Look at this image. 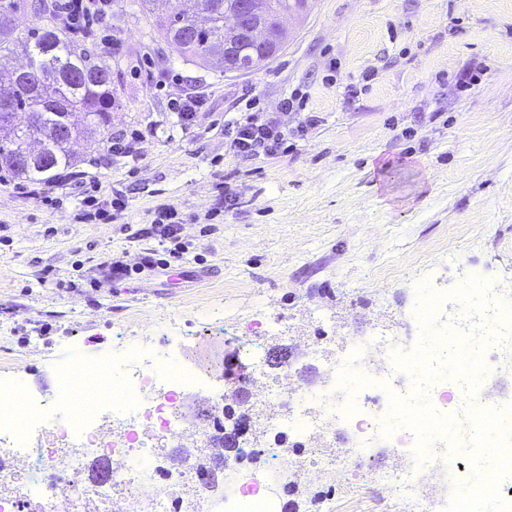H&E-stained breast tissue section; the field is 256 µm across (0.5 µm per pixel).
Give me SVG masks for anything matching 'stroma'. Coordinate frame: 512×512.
<instances>
[{"mask_svg":"<svg viewBox=\"0 0 512 512\" xmlns=\"http://www.w3.org/2000/svg\"><path fill=\"white\" fill-rule=\"evenodd\" d=\"M136 11L112 0L119 44L100 53L112 132L140 133L137 159L100 145L49 204L0 184V375L55 396L63 368L124 335L203 363L258 345L274 373L311 348L337 356L348 335L414 336L397 321L423 281L512 287V0H310L284 16V51L241 75L182 58ZM295 90L314 127L289 118L288 149L271 156L229 150L224 121L245 98L275 112ZM193 91L206 104L174 129L169 101ZM91 194L126 207L89 218ZM161 206L184 221L188 263L108 280L101 257L134 266L157 248ZM257 312L279 321L273 335H250ZM289 498L295 512H401L366 471L298 481Z\"/></svg>","mask_w":512,"mask_h":512,"instance_id":"stroma-1","label":"stroma"}]
</instances>
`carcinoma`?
<instances>
[{
	"label": "carcinoma",
	"mask_w": 512,
	"mask_h": 512,
	"mask_svg": "<svg viewBox=\"0 0 512 512\" xmlns=\"http://www.w3.org/2000/svg\"><path fill=\"white\" fill-rule=\"evenodd\" d=\"M197 2L204 21L188 39L181 37V31L192 26L194 18L179 10L173 0H139V13L147 29L158 27L164 31L168 44L180 56L209 63L224 56V13L233 11L237 0ZM305 5L306 0H258L259 18L269 38L283 43L279 18ZM21 19L17 0H0V71L21 49L37 77L31 79L14 70L10 78L0 79V95L11 94L15 111L38 116V123L29 129L0 128V157H11L26 141L63 124L70 113L81 112L85 118L81 126L72 124L67 138L51 143L33 164L0 167V172L6 171L13 179L34 183L51 178L53 171L76 167L78 159L71 144L83 140L96 145L99 129L112 126V66L94 47L76 39L51 18L43 27L19 36ZM242 47L246 51L240 56L232 53L231 62L242 59L257 67L266 64L258 48L249 43Z\"/></svg>",
	"instance_id": "1"
}]
</instances>
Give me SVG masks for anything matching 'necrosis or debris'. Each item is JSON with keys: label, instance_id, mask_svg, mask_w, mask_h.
<instances>
[{"label": "necrosis or debris", "instance_id": "obj_1", "mask_svg": "<svg viewBox=\"0 0 512 512\" xmlns=\"http://www.w3.org/2000/svg\"><path fill=\"white\" fill-rule=\"evenodd\" d=\"M402 323H415L418 350L376 330L352 336L329 362L328 383L292 382L290 371L269 376L258 350L249 356L247 401L260 408L267 431L276 437L350 438L341 457L299 459L287 449H237L258 465L244 469L213 449V466L203 464L201 446L210 436L189 420L195 395L213 413L224 401V367L201 365L173 350L130 341L119 355L65 373L63 396L20 394L16 383L0 381V512H291L279 495L289 479L333 474L348 479L371 460L375 442L415 468H375L374 481L403 502L407 512H434L433 494L423 484L446 459L448 416L458 402L476 413L475 435L484 420L512 423V409L497 405L493 387L504 384L500 363L512 351V294L476 288L448 294L425 285ZM469 339L479 369L462 366L448 337ZM91 378L100 392L81 399L77 382ZM23 395L24 413L13 399ZM176 448L159 462L161 445ZM469 459L453 472L464 487L457 512H486L489 504L512 512V464L497 468V479L480 494L468 492Z\"/></svg>", "mask_w": 512, "mask_h": 512}]
</instances>
